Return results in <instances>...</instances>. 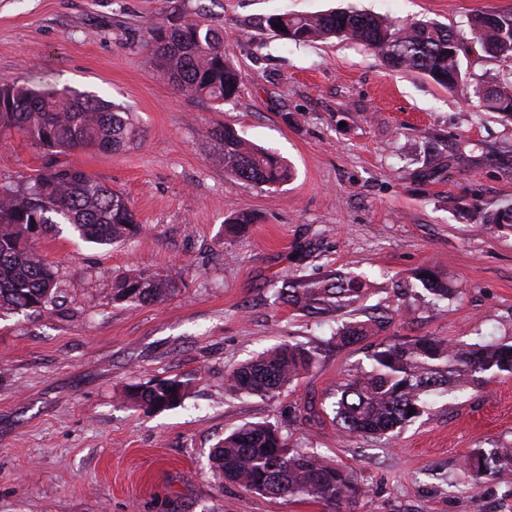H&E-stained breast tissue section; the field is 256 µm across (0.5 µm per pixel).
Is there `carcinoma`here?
<instances>
[{
  "label": "carcinoma",
  "instance_id": "carcinoma-1",
  "mask_svg": "<svg viewBox=\"0 0 512 512\" xmlns=\"http://www.w3.org/2000/svg\"><path fill=\"white\" fill-rule=\"evenodd\" d=\"M471 18L473 40L486 55L512 61V11ZM267 26L281 25L285 39L350 41L379 53L393 69L423 74L454 89L463 83L460 54L448 51L456 35L431 22H403L357 11L321 14H274ZM158 69L182 95L222 102L237 96L242 74L224 56L221 31L205 14L178 13L148 28ZM485 112L512 109V82H491L476 89ZM0 130L15 131L50 154L97 150L118 152L142 138L131 114L95 95L36 91L0 81ZM224 171L255 187H276L292 177L275 153L257 147L230 126L212 129ZM481 224H512V205L483 211ZM68 224L83 240L110 246L140 231L127 199L70 164H45L14 189H0V311L42 315L58 306L60 282L55 265L38 254L29 239L35 226ZM414 278L430 295L446 298L448 281L429 268ZM274 288L275 302L311 316L354 312L373 288L368 277L327 270L315 277L284 275ZM175 284L159 273L135 272L112 280L111 299L130 305L164 301ZM389 318L354 320L336 328V345L360 343L385 331ZM362 369L336 389L332 403L345 435L384 436L421 417L429 398L455 390L483 389L512 374V344L453 343L441 336H418L378 345ZM315 353L301 344H281L229 372L224 387L238 393L274 397L309 371ZM189 383L177 378L132 384L125 398L146 411L181 403ZM212 475L272 498H309L328 512H346L360 488L351 472L327 461L312 448H292L278 428L253 423L233 430L209 457ZM476 483L512 473V448H476L462 459Z\"/></svg>",
  "mask_w": 512,
  "mask_h": 512
}]
</instances>
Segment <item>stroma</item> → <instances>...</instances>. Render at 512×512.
<instances>
[{
	"instance_id": "1",
	"label": "stroma",
	"mask_w": 512,
	"mask_h": 512,
	"mask_svg": "<svg viewBox=\"0 0 512 512\" xmlns=\"http://www.w3.org/2000/svg\"><path fill=\"white\" fill-rule=\"evenodd\" d=\"M335 9L447 26L470 85L512 80V63L474 48L468 25L512 0H0V80L99 96L143 130L127 150L63 158L123 193L140 232L99 247L66 224L36 230L63 305L0 319V512H328L213 479L211 448L263 422L352 472L354 512H512V475L477 484L460 467L473 449L512 447V375L434 399L388 436L350 437L333 420V390L369 367L375 344L512 342V224L478 222L512 204V118L362 46L298 44L266 23ZM176 11L223 30L244 76L237 97H185L155 67L147 29ZM225 125L278 153L293 179L252 187L226 174L205 136ZM44 162L23 136L0 142V187ZM240 208L255 223L225 233ZM329 268L374 281L361 310L391 314L385 332L340 348L332 335L351 313L275 304L279 277ZM424 268L447 278L448 299L416 286ZM133 270L176 290L112 302L113 278ZM284 342L317 356L296 385L273 398L225 390L227 371ZM154 378L189 382L183 403L147 413L124 400L127 384Z\"/></svg>"
}]
</instances>
